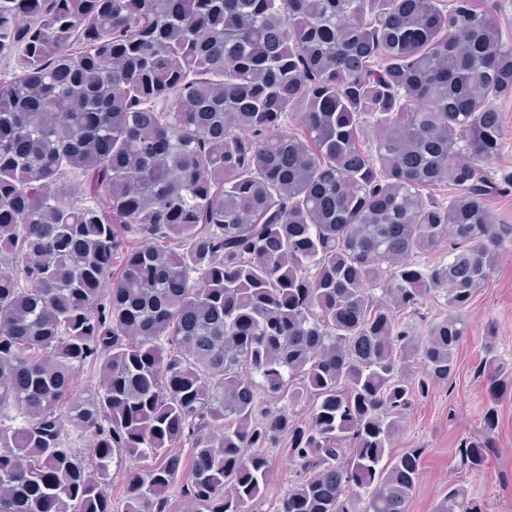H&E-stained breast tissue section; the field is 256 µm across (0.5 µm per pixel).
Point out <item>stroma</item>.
Listing matches in <instances>:
<instances>
[{
  "label": "stroma",
  "instance_id": "35a3bbf8",
  "mask_svg": "<svg viewBox=\"0 0 512 512\" xmlns=\"http://www.w3.org/2000/svg\"><path fill=\"white\" fill-rule=\"evenodd\" d=\"M468 331L456 352V371L435 384L430 395L415 402L392 442L393 452L422 449V469L408 512H434L448 488L465 486L485 512H512V391L498 405L494 451L478 474L461 471L458 449L481 433L489 401V381L481 366L494 357L512 374V248L499 254L490 282L480 288L465 312ZM495 330L493 351L484 338Z\"/></svg>",
  "mask_w": 512,
  "mask_h": 512
}]
</instances>
